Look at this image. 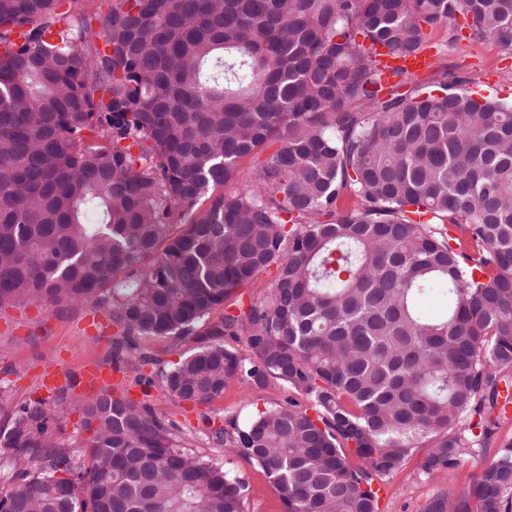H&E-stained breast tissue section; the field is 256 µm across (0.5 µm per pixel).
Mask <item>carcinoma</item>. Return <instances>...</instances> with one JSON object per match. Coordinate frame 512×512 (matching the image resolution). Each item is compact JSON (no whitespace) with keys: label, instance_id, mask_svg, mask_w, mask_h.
<instances>
[{"label":"carcinoma","instance_id":"cac0c4a2","mask_svg":"<svg viewBox=\"0 0 512 512\" xmlns=\"http://www.w3.org/2000/svg\"><path fill=\"white\" fill-rule=\"evenodd\" d=\"M61 2L0 0V309L107 307L112 366L178 402L288 384L308 404L212 431L285 512H378L420 440L429 477L487 447L512 386V105L446 71L383 97L377 57L459 14L511 49L512 0H117L101 45ZM220 308L208 335L246 352L206 343L144 371L137 339L185 338ZM71 409L80 446L58 434ZM0 481V512H245L232 469L125 394L21 405ZM424 512H512V440ZM276 148V145H272L267 148L264 152L244 159L240 162L239 171L236 178V183L238 186L245 187L252 183L254 178V174L261 163L271 152H273Z\"/></svg>","mask_w":512,"mask_h":512}]
</instances>
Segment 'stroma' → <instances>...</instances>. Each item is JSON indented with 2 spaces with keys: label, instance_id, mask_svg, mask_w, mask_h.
<instances>
[{
  "label": "stroma",
  "instance_id": "obj_1",
  "mask_svg": "<svg viewBox=\"0 0 512 512\" xmlns=\"http://www.w3.org/2000/svg\"><path fill=\"white\" fill-rule=\"evenodd\" d=\"M425 46L435 51L434 65L426 72L412 75L411 83H429L439 70L468 79L470 88L483 96L512 103V49L495 41L473 35L463 17L427 29ZM91 308L77 305H34L19 302L0 310V426L12 412L27 401L47 397L41 383L44 372L57 364L79 370L91 361L112 359V340L118 331L106 310H99L98 327L86 324ZM222 311H214L200 323L193 336L183 340L146 338L139 350L170 367L183 355L207 342L211 324L220 322ZM120 384L131 398L144 401L153 411L175 426L182 451L218 465L227 462L224 450L211 440L214 427L232 418L247 417L253 410L286 403L292 392L287 384L269 379L258 386L231 382L223 394L211 403L193 406L174 401L159 386L137 384L133 375L121 374ZM512 440V415L500 420L497 432L487 448L470 455L452 472L425 477L420 463L426 454L418 449L397 472L388 477L380 494L378 512H424L427 501L438 493H457L469 487L500 444ZM232 462L247 486L246 512H284L268 476L259 467L236 458Z\"/></svg>",
  "mask_w": 512,
  "mask_h": 512
}]
</instances>
